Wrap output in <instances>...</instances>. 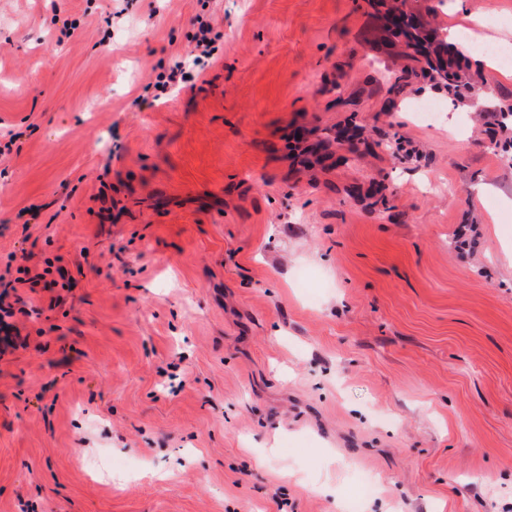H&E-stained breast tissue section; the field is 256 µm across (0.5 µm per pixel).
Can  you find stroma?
<instances>
[{
    "label": "stroma",
    "mask_w": 512,
    "mask_h": 512,
    "mask_svg": "<svg viewBox=\"0 0 512 512\" xmlns=\"http://www.w3.org/2000/svg\"><path fill=\"white\" fill-rule=\"evenodd\" d=\"M489 6L512 41V0H408L440 37ZM383 25L370 0H0V271L74 278L18 288L0 512H512V167L473 113H414L448 101L427 81L387 109ZM339 130L362 156L304 161ZM196 23L198 27L194 35V40L196 42L195 47L199 50V55L196 56V60L204 63L203 59H211L218 50L215 44L216 41L219 40L220 35L214 34L212 36L213 28L211 24L201 16L196 17Z\"/></svg>",
    "instance_id": "1"
}]
</instances>
